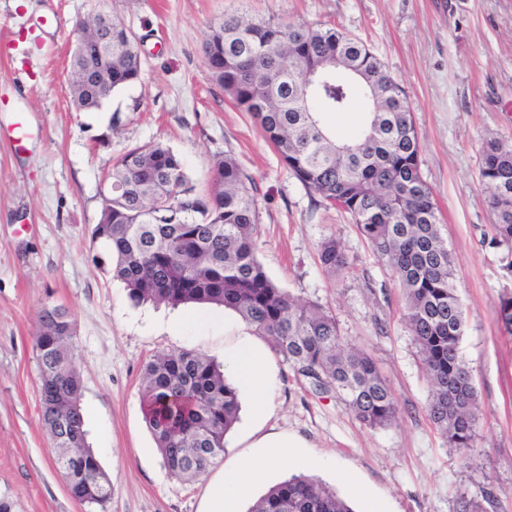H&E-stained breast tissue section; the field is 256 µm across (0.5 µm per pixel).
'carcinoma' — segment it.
I'll use <instances>...</instances> for the list:
<instances>
[{"label": "carcinoma", "mask_w": 512, "mask_h": 512, "mask_svg": "<svg viewBox=\"0 0 512 512\" xmlns=\"http://www.w3.org/2000/svg\"><path fill=\"white\" fill-rule=\"evenodd\" d=\"M112 52L76 42L86 75L72 94L79 111L101 108L96 76L112 72V91L141 78L136 35L112 19ZM204 64L212 81L257 121L294 177L327 206L347 213L391 269L405 298L404 320L430 387L428 415L448 446L470 448L480 423L479 398L461 353L464 313L455 262L440 231L433 194L420 168V142L407 95L360 40L336 27L279 23L246 11L211 26ZM322 77L311 89L306 77ZM364 112L343 137L325 121L348 109L356 88ZM480 182L495 215L489 244L506 252L512 272V144L489 141ZM257 205L236 159L224 155L199 195L180 158L162 142L135 146L112 166V199L103 200L92 242L110 261L132 301L178 306L211 304L254 328L319 394L339 395L370 429L398 421L397 401L376 361L349 346L336 317L277 287L256 256ZM320 261L348 272L339 242L328 238ZM497 318L512 338V295ZM70 313L45 306L35 338L40 408L57 452L54 465L71 497L101 510L112 482L86 441L81 374L72 349ZM145 423L167 470L181 480L203 474L224 454L238 421L236 386L209 355L160 352L140 379ZM249 512H352L336 492L291 475L256 499Z\"/></svg>", "instance_id": "cac0c4a2"}]
</instances>
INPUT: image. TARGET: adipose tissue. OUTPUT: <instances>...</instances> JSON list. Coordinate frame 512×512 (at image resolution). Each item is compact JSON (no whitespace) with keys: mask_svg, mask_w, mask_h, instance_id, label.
Masks as SVG:
<instances>
[{"mask_svg":"<svg viewBox=\"0 0 512 512\" xmlns=\"http://www.w3.org/2000/svg\"><path fill=\"white\" fill-rule=\"evenodd\" d=\"M224 369L237 380L239 392L251 403L254 420H263L273 407L274 374L265 349L253 337L241 336L224 351ZM260 454L238 462L212 485L204 512H238L240 500L259 482L266 468L281 460L289 440L274 435L257 442Z\"/></svg>","mask_w":512,"mask_h":512,"instance_id":"1","label":"adipose tissue"}]
</instances>
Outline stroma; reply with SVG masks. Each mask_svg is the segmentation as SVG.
Segmentation results:
<instances>
[{
  "label": "stroma",
  "mask_w": 512,
  "mask_h": 512,
  "mask_svg": "<svg viewBox=\"0 0 512 512\" xmlns=\"http://www.w3.org/2000/svg\"><path fill=\"white\" fill-rule=\"evenodd\" d=\"M242 8L277 22L338 26L405 89L421 171L455 258L461 351L481 401L467 453L449 448L429 421V387L390 268L209 79V26ZM99 12L120 17L142 40V75L102 109L79 112L69 86L73 30ZM21 119L31 135L19 147L8 130ZM492 138L512 143V0H0V502L10 512H91L56 470L41 418L35 337L47 305L66 308L75 322L87 439L112 482L105 512H199L209 483L253 453L245 401L223 455L190 481L169 475L144 421L139 379L153 355L196 350L220 361L225 342L248 330L215 305H135L91 240L113 163L131 146L160 141L199 191L217 159L236 157L257 201V256L267 274L335 315L344 340L376 360L400 409L397 425L366 428L334 394L316 393L276 361L263 430L303 445L270 470L267 484L310 472L355 512H461L489 491L487 512H512V340L496 316L512 274L488 244L494 216L479 183ZM329 237L350 262L336 278L319 260ZM309 457L327 468L309 470Z\"/></svg>",
  "instance_id": "stroma-1"
}]
</instances>
